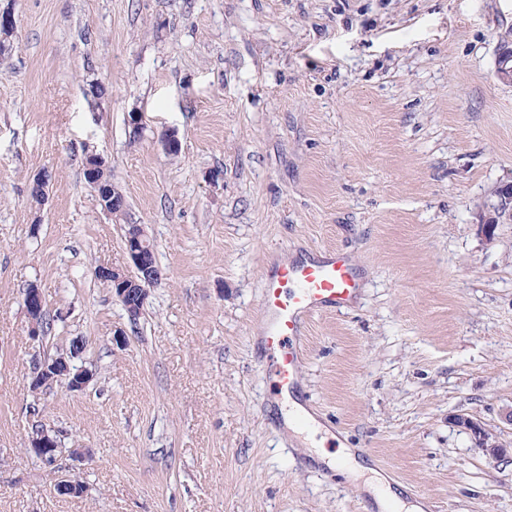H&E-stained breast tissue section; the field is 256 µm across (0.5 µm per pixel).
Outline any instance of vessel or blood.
Wrapping results in <instances>:
<instances>
[{"label": "vessel or blood", "instance_id": "obj_1", "mask_svg": "<svg viewBox=\"0 0 512 512\" xmlns=\"http://www.w3.org/2000/svg\"><path fill=\"white\" fill-rule=\"evenodd\" d=\"M361 288L356 267L336 250L276 265L265 282L260 309L264 346L260 372L270 386L271 411H278L283 397L300 392L308 322L314 316L351 307Z\"/></svg>", "mask_w": 512, "mask_h": 512}]
</instances>
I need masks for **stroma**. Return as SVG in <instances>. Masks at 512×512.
Instances as JSON below:
<instances>
[{
	"label": "stroma",
	"instance_id": "1",
	"mask_svg": "<svg viewBox=\"0 0 512 512\" xmlns=\"http://www.w3.org/2000/svg\"><path fill=\"white\" fill-rule=\"evenodd\" d=\"M3 9L17 30L0 59V512H377L263 414L265 272L317 248L364 278L356 307L314 317L303 340L327 451L349 448L427 510L512 512V462H487L451 422L512 443V223L479 227L512 183V83L495 74L512 0ZM90 152L124 219L87 183ZM128 224L161 269L134 327L95 276L129 266ZM33 285L53 321L40 341ZM75 344L87 387L30 392L34 365ZM36 419L55 466L26 449ZM60 475L85 493H59ZM94 155L95 154L88 153L85 156L84 177L89 184L93 185L92 183L95 182L97 185L108 189L110 192V198L106 207L107 212L111 215H114L116 218L123 216L126 214V200L124 195L114 185H112V180L107 173V167L95 170H88L87 168V164H93L91 158ZM95 160L98 167H103L106 165L105 158L100 154L95 155ZM24 305L30 310H27L28 315L35 320H32L30 332L33 338H38L40 335V327L38 326L37 322L40 324L43 330V336H46L50 331V324L47 321L44 310V299L41 294V291L37 286L33 285L30 286L27 290L25 297H24ZM31 311L35 313H40L43 311L40 315L39 314H33ZM37 321V322H36Z\"/></svg>",
	"mask_w": 512,
	"mask_h": 512
}]
</instances>
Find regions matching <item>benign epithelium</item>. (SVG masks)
<instances>
[{
  "mask_svg": "<svg viewBox=\"0 0 512 512\" xmlns=\"http://www.w3.org/2000/svg\"><path fill=\"white\" fill-rule=\"evenodd\" d=\"M497 77L506 83H512V55L504 52L497 61ZM496 202L487 206L486 211L481 216V231L486 237L493 235L495 226L498 224L512 223V184H505L495 193ZM147 237L144 226L133 224L126 232L124 238L125 251L132 263V269L127 270L118 267L100 266L95 270L98 279L110 283L113 286L112 295L126 310L129 323H136L143 311V306L133 307L126 303V288L139 285L144 282L150 286L157 280L159 268L152 266L145 258L144 238ZM24 305L39 313L44 310V299L37 286L32 285L27 290L24 297ZM78 355V351H73L69 355H61L52 360L42 362L39 368L32 373L29 386L38 390L41 387L56 381H65L67 387L73 391H81L88 385L92 377L91 372L83 367H78L77 371H72L73 359ZM451 421L454 425L466 431L474 442L476 448L482 451V454L489 461L501 462L512 459V448L506 447L499 439V436L486 425L471 416L465 414H456L452 416ZM31 452H39L46 448H58V441L51 436L48 428H43L39 435L32 438L29 443Z\"/></svg>",
  "mask_w": 512,
  "mask_h": 512,
  "instance_id": "7a95c632",
  "label": "benign epithelium"
}]
</instances>
